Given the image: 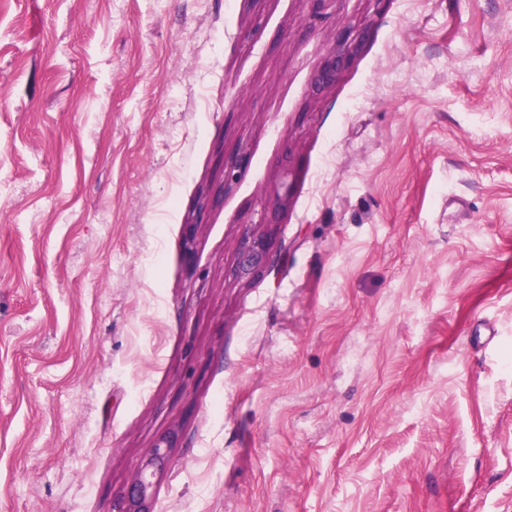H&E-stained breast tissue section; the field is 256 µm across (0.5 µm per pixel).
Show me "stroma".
Wrapping results in <instances>:
<instances>
[{
    "label": "stroma",
    "mask_w": 512,
    "mask_h": 512,
    "mask_svg": "<svg viewBox=\"0 0 512 512\" xmlns=\"http://www.w3.org/2000/svg\"><path fill=\"white\" fill-rule=\"evenodd\" d=\"M143 471L512 512V0H0V512ZM268 251V242L263 237H256L250 241L240 270L241 274L250 275L255 268L264 263Z\"/></svg>",
    "instance_id": "obj_1"
}]
</instances>
